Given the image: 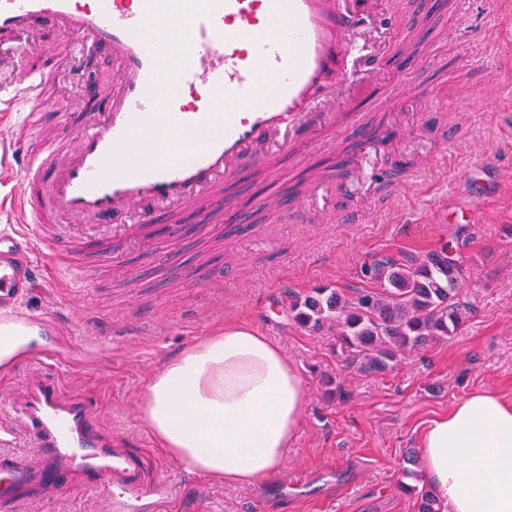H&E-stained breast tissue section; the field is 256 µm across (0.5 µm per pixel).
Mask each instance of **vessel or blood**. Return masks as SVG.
I'll use <instances>...</instances> for the list:
<instances>
[{
    "mask_svg": "<svg viewBox=\"0 0 512 512\" xmlns=\"http://www.w3.org/2000/svg\"><path fill=\"white\" fill-rule=\"evenodd\" d=\"M64 38L100 47L110 88H84L87 106L71 113L54 141L22 147L0 174L21 170L13 205L19 229L0 232V323L28 327L23 302L35 278V246L59 269L90 274L101 259L153 242L160 225L205 237L212 216L234 225L225 183L284 158L290 146L335 129L339 112H356L376 95L378 68L391 61L397 28L385 0H0V73L29 100H48L50 73H34L22 52L4 55L41 23ZM181 34L168 39L169 29ZM222 92L223 111L206 99ZM183 141L173 145L172 134ZM406 128L390 126L367 150L344 157L341 175L378 187L377 157ZM135 151L152 163L131 170ZM54 358L35 372L22 399L0 390L15 413L0 424V444L24 432L33 457L0 458V502L17 489L36 502L61 492L72 474L95 485L104 512H156L169 492L148 482L141 459L113 444L92 422L90 402L67 392Z\"/></svg>",
    "mask_w": 512,
    "mask_h": 512,
    "instance_id": "1",
    "label": "vessel or blood"
}]
</instances>
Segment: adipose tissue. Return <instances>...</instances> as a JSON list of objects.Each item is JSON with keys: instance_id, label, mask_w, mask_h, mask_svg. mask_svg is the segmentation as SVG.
Returning a JSON list of instances; mask_svg holds the SVG:
<instances>
[{"instance_id": "1", "label": "adipose tissue", "mask_w": 512, "mask_h": 512, "mask_svg": "<svg viewBox=\"0 0 512 512\" xmlns=\"http://www.w3.org/2000/svg\"><path fill=\"white\" fill-rule=\"evenodd\" d=\"M305 398L284 353L230 323L155 371L140 410L170 459L236 486L283 466ZM420 448L444 512H512V402L489 393L460 399L428 423Z\"/></svg>"}]
</instances>
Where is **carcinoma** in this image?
I'll return each mask as SVG.
<instances>
[{
    "mask_svg": "<svg viewBox=\"0 0 512 512\" xmlns=\"http://www.w3.org/2000/svg\"><path fill=\"white\" fill-rule=\"evenodd\" d=\"M362 275L367 287L350 294L315 288L289 301L295 322L335 331L350 366L362 372L393 368L407 351L456 333L471 313L461 298L465 271L449 250L404 260L375 258L364 264ZM402 489L416 495L417 512H443L433 490L407 484Z\"/></svg>",
    "mask_w": 512,
    "mask_h": 512,
    "instance_id": "1",
    "label": "carcinoma"
}]
</instances>
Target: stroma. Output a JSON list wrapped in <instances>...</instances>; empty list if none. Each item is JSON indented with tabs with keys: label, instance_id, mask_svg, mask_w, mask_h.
<instances>
[{
	"label": "stroma",
	"instance_id": "35a3bbf8",
	"mask_svg": "<svg viewBox=\"0 0 512 512\" xmlns=\"http://www.w3.org/2000/svg\"><path fill=\"white\" fill-rule=\"evenodd\" d=\"M465 22L467 34L448 42L439 33L457 25L456 15L426 19L427 65L412 75L409 93L368 106L386 118L400 115L424 145L412 150L402 141L382 156L385 165L409 157L412 182L396 196L384 190L355 199L365 223L339 222L332 195L307 222L288 209L256 214L250 204L258 191L278 193L313 164L331 163V143L363 145L355 118L291 154L278 173L240 179L238 210L249 231L206 252L169 243L172 263L183 269L169 287L148 277V251L104 261L92 290L79 273L42 267L25 306L70 361L61 382L95 397V418L113 443L141 455L148 478L170 485L159 512H414V497L401 489L405 458L429 421L472 393L512 400V118L504 97L489 91L493 82L512 84V16L469 0ZM466 166L476 177L457 184ZM443 196L477 211L480 223H427ZM404 216L417 219L414 235L399 234ZM451 239L470 271L463 294L473 310L455 336L406 353L391 371L349 368L333 331L295 323L280 304L291 292L362 287L361 267L371 258L423 256ZM198 266L213 268V283L191 277ZM141 310L151 315L142 335H120ZM227 321L267 336L306 388L303 423L284 466L246 486L186 476L158 449L139 409L153 372ZM37 512H102L100 493L75 477Z\"/></svg>",
	"mask_w": 512,
	"mask_h": 512
}]
</instances>
